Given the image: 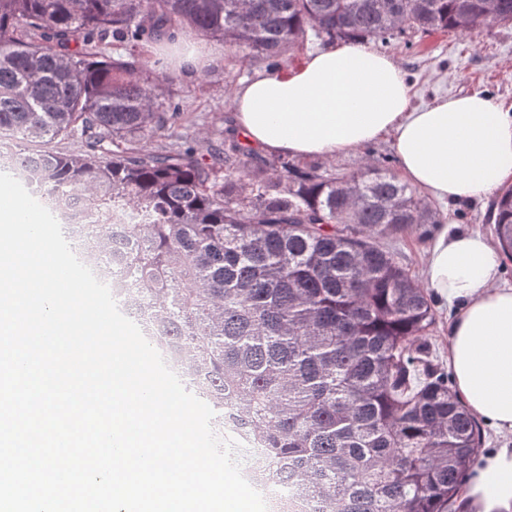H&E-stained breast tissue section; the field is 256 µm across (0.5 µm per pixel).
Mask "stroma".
I'll list each match as a JSON object with an SVG mask.
<instances>
[{
  "label": "stroma",
  "mask_w": 512,
  "mask_h": 512,
  "mask_svg": "<svg viewBox=\"0 0 512 512\" xmlns=\"http://www.w3.org/2000/svg\"><path fill=\"white\" fill-rule=\"evenodd\" d=\"M199 65L195 70L170 64L167 81L159 91L173 98L184 114L182 132L198 154H205L210 134L232 126V98L228 84H240L266 71L265 61L248 52L207 37L194 40ZM372 50L392 56L411 88L414 106L424 107L437 98L473 92L487 94L503 110L512 112V24L478 28L461 35L452 31L410 35L408 41L375 42ZM435 225L408 229L390 239L389 247L413 275H421L425 251Z\"/></svg>",
  "instance_id": "35a3bbf8"
}]
</instances>
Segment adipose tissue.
I'll return each instance as SVG.
<instances>
[{"label": "adipose tissue", "instance_id": "1", "mask_svg": "<svg viewBox=\"0 0 512 512\" xmlns=\"http://www.w3.org/2000/svg\"><path fill=\"white\" fill-rule=\"evenodd\" d=\"M234 124L264 153L327 158L391 141L400 178L441 203L474 200L512 177V113L480 93L411 105L389 55L350 44L309 55L293 71L244 81ZM501 256L479 232L441 228L424 280L454 305L448 366L469 414L512 436V286L499 282ZM464 512H512V447L486 449L460 493Z\"/></svg>", "mask_w": 512, "mask_h": 512}]
</instances>
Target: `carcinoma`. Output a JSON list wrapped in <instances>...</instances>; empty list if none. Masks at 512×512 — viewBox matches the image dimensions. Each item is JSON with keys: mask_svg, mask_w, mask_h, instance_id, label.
<instances>
[{"mask_svg": "<svg viewBox=\"0 0 512 512\" xmlns=\"http://www.w3.org/2000/svg\"><path fill=\"white\" fill-rule=\"evenodd\" d=\"M508 23L512 0H0V165L77 212L73 247L213 421L261 449L254 484L280 512H457L480 430L420 342L429 292L384 245L443 214L380 161H267L231 130L206 158L188 139L145 150L183 117L152 48L219 38L278 69L310 31ZM488 221L512 261V185Z\"/></svg>", "mask_w": 512, "mask_h": 512, "instance_id": "1", "label": "carcinoma"}]
</instances>
